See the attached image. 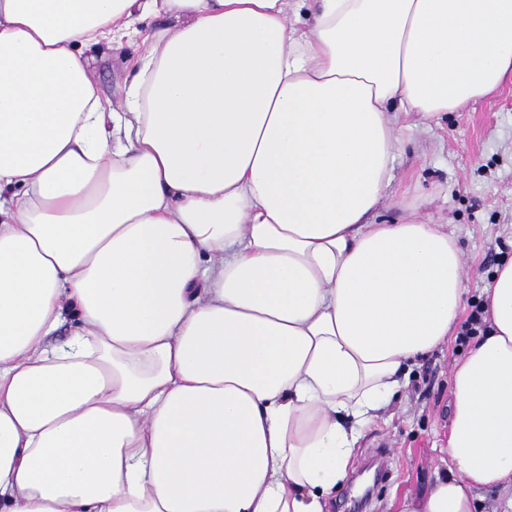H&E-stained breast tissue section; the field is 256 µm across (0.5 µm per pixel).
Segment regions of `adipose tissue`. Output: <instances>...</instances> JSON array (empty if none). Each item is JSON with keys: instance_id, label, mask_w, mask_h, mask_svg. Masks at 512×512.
<instances>
[{"instance_id": "ef3b65f1", "label": "adipose tissue", "mask_w": 512, "mask_h": 512, "mask_svg": "<svg viewBox=\"0 0 512 512\" xmlns=\"http://www.w3.org/2000/svg\"><path fill=\"white\" fill-rule=\"evenodd\" d=\"M140 13L117 113L82 51ZM510 79L512 0H0V512H325L467 293L447 225L370 219L401 120ZM480 319L397 512L512 510V258Z\"/></svg>"}]
</instances>
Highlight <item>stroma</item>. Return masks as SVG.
<instances>
[{
    "label": "stroma",
    "instance_id": "stroma-1",
    "mask_svg": "<svg viewBox=\"0 0 512 512\" xmlns=\"http://www.w3.org/2000/svg\"><path fill=\"white\" fill-rule=\"evenodd\" d=\"M162 14L136 19V35L84 56L103 98L119 103L129 86L138 48L168 27ZM404 148L393 164L388 198L379 217L400 223L411 212L447 225L464 261L468 293L456 333L412 368L357 444L351 474L333 490L328 512H396L407 493L427 492L442 467L450 429V370L476 340L472 322L496 267L512 257V82L468 112H451L427 129L402 119ZM384 454L383 471L363 495L359 476L371 456Z\"/></svg>",
    "mask_w": 512,
    "mask_h": 512
}]
</instances>
